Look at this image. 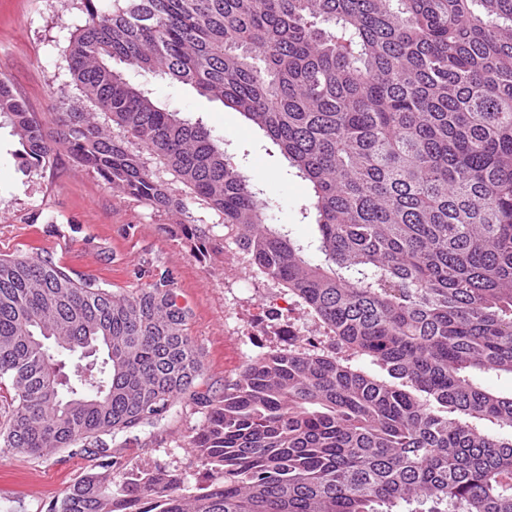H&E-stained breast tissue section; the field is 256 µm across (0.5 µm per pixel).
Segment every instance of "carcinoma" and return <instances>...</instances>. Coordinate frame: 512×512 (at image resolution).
Segmentation results:
<instances>
[{
    "label": "carcinoma",
    "instance_id": "obj_1",
    "mask_svg": "<svg viewBox=\"0 0 512 512\" xmlns=\"http://www.w3.org/2000/svg\"><path fill=\"white\" fill-rule=\"evenodd\" d=\"M79 0L62 50L93 106L58 103V142L110 188L236 231L244 261L334 343H294L196 397L188 441L207 481L124 471L109 452L166 417L203 375L165 282L117 294L50 259H0L4 447L98 450L49 512H512V0ZM219 101L306 182L307 239L267 224L264 188L200 119L116 68ZM23 174L51 162L42 126L0 78ZM109 345L87 369V344ZM66 352L72 375L57 382Z\"/></svg>",
    "mask_w": 512,
    "mask_h": 512
}]
</instances>
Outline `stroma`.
Returning <instances> with one entry per match:
<instances>
[{
    "instance_id": "stroma-1",
    "label": "stroma",
    "mask_w": 512,
    "mask_h": 512,
    "mask_svg": "<svg viewBox=\"0 0 512 512\" xmlns=\"http://www.w3.org/2000/svg\"><path fill=\"white\" fill-rule=\"evenodd\" d=\"M85 15L75 0H0V78L47 134L57 129V93L68 80L61 51ZM127 78L149 89L172 111L202 117L232 162L262 180L271 206L267 221L292 225L299 236L311 227L301 211L305 184L289 172L284 158L221 102L199 96L190 86L130 69ZM11 125L0 124V255H38L66 267L73 278L95 277L111 291L126 293L167 279L187 313L188 333L203 355V389L222 391L252 358L282 344L274 333L253 335L251 324L267 319L271 305L284 307L294 322L307 317L287 289L262 274L257 294L240 290L224 268V251L196 257L188 242L168 231L179 223L174 211L113 192L64 145L50 164L23 174L15 156ZM204 420L191 395L180 396L166 418L142 427L121 456L132 469L161 461L185 472L189 484L202 482L204 468L188 435ZM94 456L56 452L41 458L0 452V512H48L70 482L94 465Z\"/></svg>"
}]
</instances>
